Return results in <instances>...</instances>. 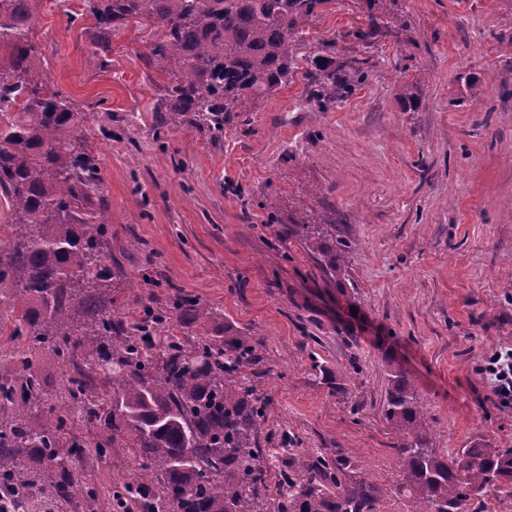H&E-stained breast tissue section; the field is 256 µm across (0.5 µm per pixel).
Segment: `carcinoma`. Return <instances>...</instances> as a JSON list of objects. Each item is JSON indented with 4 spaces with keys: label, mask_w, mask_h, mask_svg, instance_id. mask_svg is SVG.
<instances>
[{
    "label": "carcinoma",
    "mask_w": 512,
    "mask_h": 512,
    "mask_svg": "<svg viewBox=\"0 0 512 512\" xmlns=\"http://www.w3.org/2000/svg\"><path fill=\"white\" fill-rule=\"evenodd\" d=\"M38 0H0V196L10 209L11 243L0 246V306L17 312L11 335L27 348L47 349L63 364L90 348L83 366L62 375L61 405L49 403L27 352L13 354L0 379V512H57L78 492L88 454L107 459L125 449L135 474L101 512H377L383 489L355 479L352 460L313 455L284 431L279 450L262 447L272 398L264 389L262 343L213 327L215 312L183 296L176 321L147 313L133 324L115 311L103 264L107 202L87 118L52 89L42 52L30 36ZM331 0H84L93 19L92 64L112 50V29L134 20L156 27L150 63L167 74L172 115L213 135L224 113L266 96L288 81L301 25ZM367 41L381 30L393 0H360ZM323 76L312 97L324 106L353 86L355 73L334 58L315 62ZM334 224L294 232L340 273ZM84 322L70 324L71 313ZM106 435L89 446L72 414ZM386 422L395 436L396 491L408 512H472L491 494L512 495V448L430 446V422L414 383L402 369L388 376ZM184 460L179 469L172 463ZM278 462L276 496L267 476Z\"/></svg>",
    "instance_id": "cac0c4a2"
}]
</instances>
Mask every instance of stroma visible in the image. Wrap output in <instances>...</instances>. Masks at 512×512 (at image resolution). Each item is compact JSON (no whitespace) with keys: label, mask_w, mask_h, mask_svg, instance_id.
Segmentation results:
<instances>
[{"label":"stroma","mask_w":512,"mask_h":512,"mask_svg":"<svg viewBox=\"0 0 512 512\" xmlns=\"http://www.w3.org/2000/svg\"><path fill=\"white\" fill-rule=\"evenodd\" d=\"M364 10L329 0L287 84L225 113L218 137L167 122L152 28L116 27L104 68L88 61L83 0H40L31 35L101 156L117 309L140 318L189 296L256 335L267 429L345 454L383 488L379 512H406L382 414L394 367L413 375L438 452L512 448V405L484 373L512 348V0H395L366 44ZM322 57L367 75L323 109L308 98ZM299 224L335 225L343 274L322 271ZM131 473L115 451L82 479L107 489Z\"/></svg>","instance_id":"obj_1"}]
</instances>
